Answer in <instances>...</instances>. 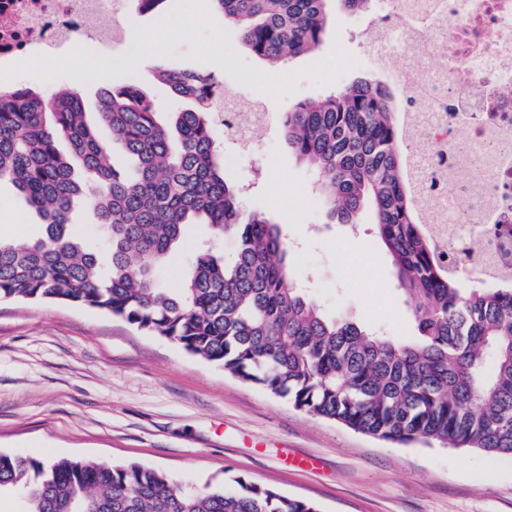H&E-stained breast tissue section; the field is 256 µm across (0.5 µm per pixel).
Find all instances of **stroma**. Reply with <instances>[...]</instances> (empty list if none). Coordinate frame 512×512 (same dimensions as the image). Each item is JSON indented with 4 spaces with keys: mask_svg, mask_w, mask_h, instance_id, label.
<instances>
[{
    "mask_svg": "<svg viewBox=\"0 0 512 512\" xmlns=\"http://www.w3.org/2000/svg\"><path fill=\"white\" fill-rule=\"evenodd\" d=\"M365 14L332 9L326 39L268 80L237 29L210 0H166L161 12L135 7L119 22L116 50L80 42L53 59L0 72V83L65 86L95 111L105 87L137 84L160 109L179 103L155 66L205 68L238 98L270 115L261 156L234 155L245 212L280 224L290 274L330 317L349 316L396 339L417 334L370 214L350 226L330 222L322 197H309L311 169L281 134L285 112L307 98L391 69L411 70L398 53L380 61L366 45ZM40 222L16 189L0 184V238L30 240ZM210 238L190 224L160 274L177 289L188 258ZM345 240L355 264H338L330 240ZM141 464L202 485L233 478L315 503L319 512H512V459L476 449L391 444L306 414L244 383L161 336L109 312L66 303L0 301V454Z\"/></svg>",
    "mask_w": 512,
    "mask_h": 512,
    "instance_id": "stroma-1",
    "label": "stroma"
}]
</instances>
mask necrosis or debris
Returning <instances> with one entry per match:
<instances>
[{"mask_svg": "<svg viewBox=\"0 0 512 512\" xmlns=\"http://www.w3.org/2000/svg\"><path fill=\"white\" fill-rule=\"evenodd\" d=\"M411 22L408 0H379L383 17L376 47L397 45L420 55L419 80L396 72L390 87L402 96L424 93L433 121L408 151L444 156L429 175L432 211H449L441 232L458 253V269L486 283L481 259L466 251L479 238L501 272L512 275V0H432ZM121 0H0V67L51 55L78 40L112 41L98 25L102 14H120Z\"/></svg>", "mask_w": 512, "mask_h": 512, "instance_id": "necrosis-or-debris-1", "label": "necrosis or debris"}]
</instances>
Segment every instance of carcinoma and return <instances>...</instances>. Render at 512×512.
<instances>
[{
	"instance_id": "carcinoma-1",
	"label": "carcinoma",
	"mask_w": 512,
	"mask_h": 512,
	"mask_svg": "<svg viewBox=\"0 0 512 512\" xmlns=\"http://www.w3.org/2000/svg\"><path fill=\"white\" fill-rule=\"evenodd\" d=\"M211 2L252 56L279 67L323 43L334 0ZM157 77L190 103L168 125L133 83L98 94L99 120L134 162L128 173L111 165L77 93L0 92V182L42 225L32 241L0 240V300L110 312L298 410L384 441L512 458V287L468 285L438 246L420 207L426 185L403 144L400 116L414 100L360 77L298 102L282 121L330 220L357 224L373 210L417 325L403 342L323 315L288 274L279 225L243 214L242 189L215 138L214 76L160 68ZM77 209L94 214L97 238L72 231ZM187 224L208 225L215 240L234 235L237 251L226 260L201 249L173 292L158 271ZM2 495L15 497L19 512H317L242 477L195 486L144 465L7 454Z\"/></svg>"
}]
</instances>
